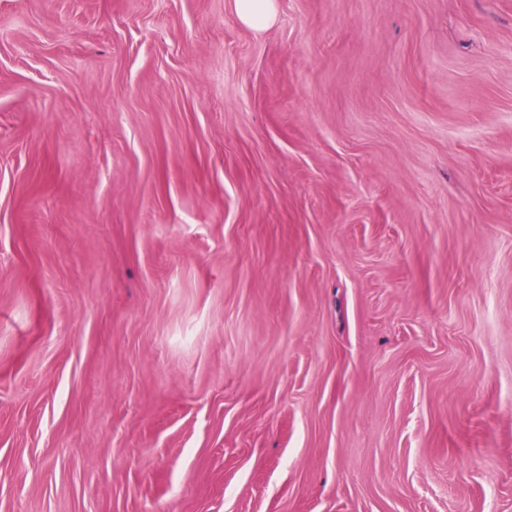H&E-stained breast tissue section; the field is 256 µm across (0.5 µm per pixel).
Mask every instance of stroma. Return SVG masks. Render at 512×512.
I'll use <instances>...</instances> for the list:
<instances>
[{
	"instance_id": "35a3bbf8",
	"label": "stroma",
	"mask_w": 512,
	"mask_h": 512,
	"mask_svg": "<svg viewBox=\"0 0 512 512\" xmlns=\"http://www.w3.org/2000/svg\"><path fill=\"white\" fill-rule=\"evenodd\" d=\"M0 0V512H512V0ZM238 18L254 30L265 28L272 19V0H233Z\"/></svg>"
}]
</instances>
